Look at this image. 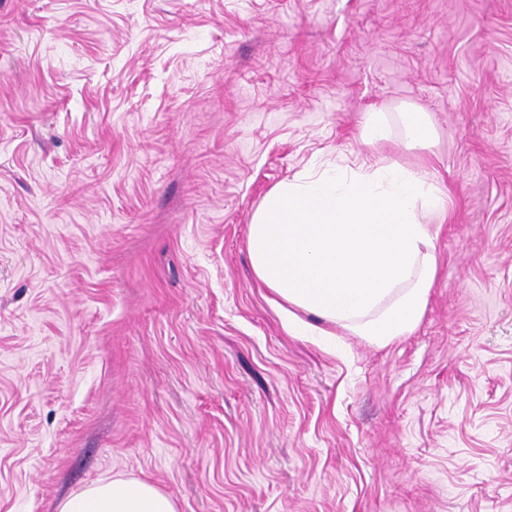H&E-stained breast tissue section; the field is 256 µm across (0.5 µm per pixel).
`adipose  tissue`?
Returning a JSON list of instances; mask_svg holds the SVG:
<instances>
[{
	"instance_id": "ef3b65f1",
	"label": "adipose tissue",
	"mask_w": 512,
	"mask_h": 512,
	"mask_svg": "<svg viewBox=\"0 0 512 512\" xmlns=\"http://www.w3.org/2000/svg\"><path fill=\"white\" fill-rule=\"evenodd\" d=\"M446 210V194L426 172L395 162L286 180L253 215L252 268L288 331L321 336L337 325L382 346L411 332L424 313L437 273L428 220ZM58 512H176V505L149 481L115 478L68 495Z\"/></svg>"
}]
</instances>
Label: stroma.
<instances>
[{
    "label": "stroma",
    "mask_w": 512,
    "mask_h": 512,
    "mask_svg": "<svg viewBox=\"0 0 512 512\" xmlns=\"http://www.w3.org/2000/svg\"><path fill=\"white\" fill-rule=\"evenodd\" d=\"M382 159L448 191L419 324L288 334L254 212ZM112 477L177 512H512V0H0V512ZM403 114L407 116V145L424 149L430 148L434 141V133L427 113L407 108ZM362 135L369 143L376 144L390 138L391 127L379 112H367L362 124Z\"/></svg>",
    "instance_id": "obj_1"
}]
</instances>
